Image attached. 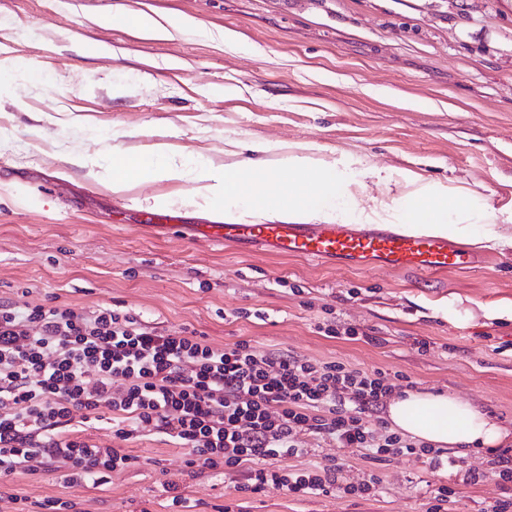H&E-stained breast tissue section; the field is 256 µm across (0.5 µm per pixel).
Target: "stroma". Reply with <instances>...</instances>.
Masks as SVG:
<instances>
[{"instance_id":"stroma-1","label":"stroma","mask_w":512,"mask_h":512,"mask_svg":"<svg viewBox=\"0 0 512 512\" xmlns=\"http://www.w3.org/2000/svg\"><path fill=\"white\" fill-rule=\"evenodd\" d=\"M143 12L234 32L240 45L93 22ZM0 47L18 64L0 95V301L114 308L217 347L247 340L260 352L380 370L396 376L397 392L468 399L512 431V250L488 248L484 266L424 278L188 242L134 216L164 196L180 223H211L182 202L192 184L138 182L115 194L69 162L167 141L221 165L232 140L310 143L326 159L357 155L511 209L512 0H0ZM452 301L469 310L467 324L448 322ZM330 325L359 336L330 337ZM302 441L304 455L267 468L333 458L341 485L374 478V494L298 496L272 483L244 494L245 471L188 468L186 449L149 432L124 444L134 466L98 487L42 471L0 481V512L16 497L69 500L79 512H168L170 483L192 512H430L444 485L456 496L442 512H488L512 498L484 447L444 448L463 465L434 467Z\"/></svg>"}]
</instances>
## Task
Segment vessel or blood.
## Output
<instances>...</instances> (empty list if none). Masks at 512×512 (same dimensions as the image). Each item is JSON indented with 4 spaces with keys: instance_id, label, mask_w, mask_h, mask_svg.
Listing matches in <instances>:
<instances>
[{
    "instance_id": "1",
    "label": "vessel or blood",
    "mask_w": 512,
    "mask_h": 512,
    "mask_svg": "<svg viewBox=\"0 0 512 512\" xmlns=\"http://www.w3.org/2000/svg\"><path fill=\"white\" fill-rule=\"evenodd\" d=\"M181 233L190 241L255 245L276 255L331 260L352 268L413 270L423 276L470 269L482 262L481 256L444 238L351 224H186Z\"/></svg>"
}]
</instances>
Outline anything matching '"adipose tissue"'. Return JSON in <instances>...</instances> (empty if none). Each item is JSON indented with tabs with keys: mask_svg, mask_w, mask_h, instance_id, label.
Wrapping results in <instances>:
<instances>
[{
	"mask_svg": "<svg viewBox=\"0 0 512 512\" xmlns=\"http://www.w3.org/2000/svg\"><path fill=\"white\" fill-rule=\"evenodd\" d=\"M257 158L214 165L203 157L175 159L168 146L125 153L99 163L71 156L88 178L121 190L137 181H187L195 197L225 222L245 217L289 224H389L398 232L453 239L478 248L512 249V210L496 213L475 193L429 180L410 170L377 167L360 157L334 161L314 157L311 146L285 150L257 145ZM403 186L399 196H357L367 184ZM391 424L437 446L499 444L505 433L472 402L451 395L409 392L392 398Z\"/></svg>",
	"mask_w": 512,
	"mask_h": 512,
	"instance_id": "ef3b65f1",
	"label": "adipose tissue"
}]
</instances>
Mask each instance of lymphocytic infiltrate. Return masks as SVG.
I'll list each match as a JSON object with an SVG mask.
<instances>
[{"label": "lymphocytic infiltrate", "mask_w": 512, "mask_h": 512, "mask_svg": "<svg viewBox=\"0 0 512 512\" xmlns=\"http://www.w3.org/2000/svg\"><path fill=\"white\" fill-rule=\"evenodd\" d=\"M32 325L37 335L29 334ZM394 389L379 370L261 353L244 340L215 347L114 308L88 315L68 305L21 310L1 302L0 477L62 470L73 482L106 483L132 457L90 443L81 423L107 412L120 441L152 429L187 449L188 467L251 466L241 492L272 482L295 495L326 494L338 486V464L286 471L255 463L302 455L307 434L438 464L432 446L394 432L378 436L364 425L363 413L380 411Z\"/></svg>", "instance_id": "obj_1"}]
</instances>
